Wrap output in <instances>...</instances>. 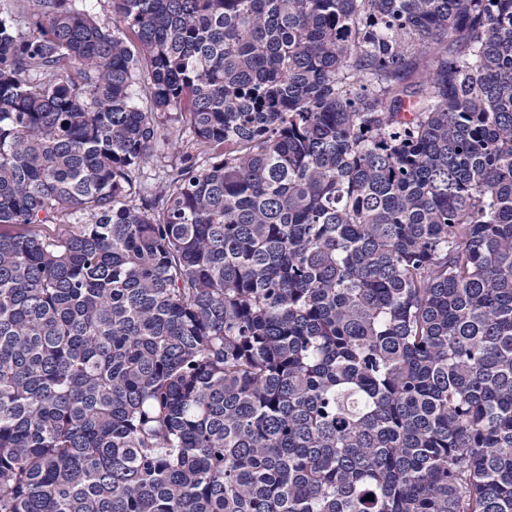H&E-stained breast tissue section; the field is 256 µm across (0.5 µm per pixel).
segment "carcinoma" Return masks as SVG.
<instances>
[{
  "instance_id": "obj_1",
  "label": "carcinoma",
  "mask_w": 512,
  "mask_h": 512,
  "mask_svg": "<svg viewBox=\"0 0 512 512\" xmlns=\"http://www.w3.org/2000/svg\"><path fill=\"white\" fill-rule=\"evenodd\" d=\"M8 2L0 512H512V0ZM168 132H171V130L167 131L164 129L161 133H164L165 136H161L159 143L156 148L155 154L159 156H165L166 158H158L157 156H152L150 159L147 160V162L144 164L145 172L150 178H156L154 181L156 182L159 175H161V171H159L160 166L165 164L164 161H170L172 159L175 160L176 156V146L175 142H172V144L168 145V142L165 140L163 141V138L166 137Z\"/></svg>"
}]
</instances>
